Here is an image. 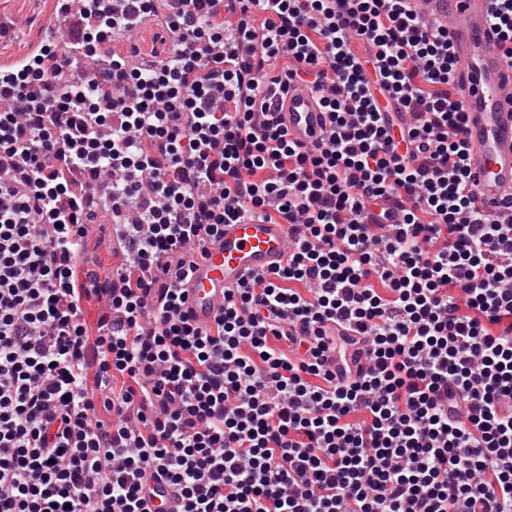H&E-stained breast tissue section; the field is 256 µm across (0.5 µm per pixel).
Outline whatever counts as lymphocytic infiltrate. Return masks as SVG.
<instances>
[{"label": "lymphocytic infiltrate", "mask_w": 512, "mask_h": 512, "mask_svg": "<svg viewBox=\"0 0 512 512\" xmlns=\"http://www.w3.org/2000/svg\"><path fill=\"white\" fill-rule=\"evenodd\" d=\"M110 3L71 30L92 73L45 47L0 76V512H148L160 477L179 512H512V222L473 193L447 32L403 0ZM291 81L323 148L269 113ZM254 217L288 261L200 328L195 248ZM281 111L275 112L289 139L304 149L323 146L327 140L329 124L325 112L314 92L299 83L288 87V93L277 96Z\"/></svg>", "instance_id": "lymphocytic-infiltrate-1"}]
</instances>
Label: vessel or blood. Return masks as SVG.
I'll return each instance as SVG.
<instances>
[{"label":"vessel or blood","instance_id":"1","mask_svg":"<svg viewBox=\"0 0 512 512\" xmlns=\"http://www.w3.org/2000/svg\"><path fill=\"white\" fill-rule=\"evenodd\" d=\"M423 19L447 30L460 73L459 102L466 113L471 185L483 209L512 220V64L490 26L494 0H408ZM279 118L289 139L312 149L323 145L329 124L314 92L293 84L280 101ZM288 227L259 219L224 227L207 245L182 284L184 312L202 328L224 308L229 290L252 275L286 265Z\"/></svg>","mask_w":512,"mask_h":512}]
</instances>
